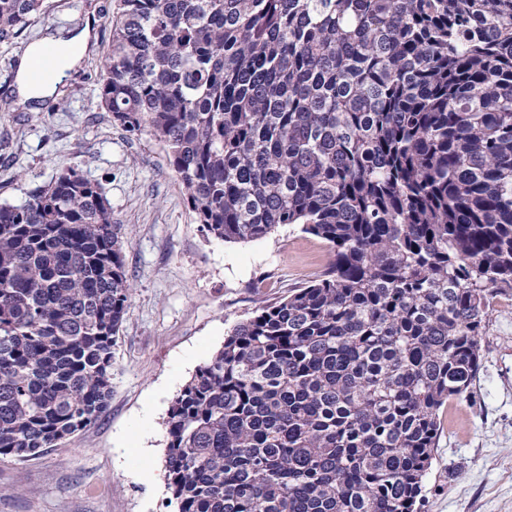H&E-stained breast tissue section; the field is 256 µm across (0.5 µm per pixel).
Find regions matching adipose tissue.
<instances>
[{
	"label": "adipose tissue",
	"instance_id": "1",
	"mask_svg": "<svg viewBox=\"0 0 512 512\" xmlns=\"http://www.w3.org/2000/svg\"><path fill=\"white\" fill-rule=\"evenodd\" d=\"M45 44L56 51L55 73L45 81L36 82L31 79V62L42 47L37 44L31 46L18 64L16 91L19 105L32 104L54 95L67 73L79 66L91 45V35L86 28L69 36L55 33L47 37Z\"/></svg>",
	"mask_w": 512,
	"mask_h": 512
}]
</instances>
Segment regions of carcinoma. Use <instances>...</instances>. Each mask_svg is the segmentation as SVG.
<instances>
[{
    "mask_svg": "<svg viewBox=\"0 0 512 512\" xmlns=\"http://www.w3.org/2000/svg\"><path fill=\"white\" fill-rule=\"evenodd\" d=\"M45 10L0 0V44ZM110 24L101 104L162 143L200 230L330 252L174 399L178 512H417L512 289V0H115ZM124 245L73 166L0 205V457L105 410Z\"/></svg>",
    "mask_w": 512,
    "mask_h": 512,
    "instance_id": "cac0c4a2",
    "label": "carcinoma"
}]
</instances>
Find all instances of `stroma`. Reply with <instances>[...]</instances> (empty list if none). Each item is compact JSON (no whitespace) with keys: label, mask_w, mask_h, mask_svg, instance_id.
Returning <instances> with one entry per match:
<instances>
[{"label":"stroma","mask_w":512,"mask_h":512,"mask_svg":"<svg viewBox=\"0 0 512 512\" xmlns=\"http://www.w3.org/2000/svg\"><path fill=\"white\" fill-rule=\"evenodd\" d=\"M14 43L0 45V204L63 166L98 182L122 224L132 292L112 353V395L92 425L23 461L0 458V512H177L164 451L169 408L230 328L259 300L308 285L329 260L288 225L241 244L206 239L161 143L125 132L98 97L114 0H48ZM91 27L95 43L54 99L17 106L20 56L48 31ZM420 512H512V290L489 299L469 398L440 411Z\"/></svg>","instance_id":"35a3bbf8"}]
</instances>
